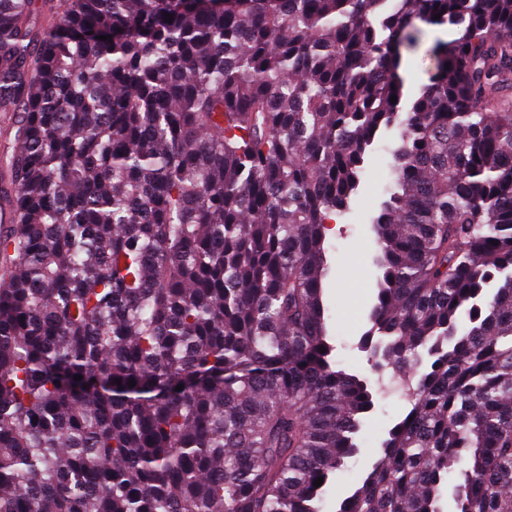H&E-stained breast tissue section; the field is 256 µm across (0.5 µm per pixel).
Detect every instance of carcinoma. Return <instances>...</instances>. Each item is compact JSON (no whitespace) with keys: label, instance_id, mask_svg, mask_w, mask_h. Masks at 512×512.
<instances>
[{"label":"carcinoma","instance_id":"cac0c4a2","mask_svg":"<svg viewBox=\"0 0 512 512\" xmlns=\"http://www.w3.org/2000/svg\"><path fill=\"white\" fill-rule=\"evenodd\" d=\"M0 112V512H321L376 397L326 230L387 133L363 341L409 410L336 512L456 470L512 512V0H0ZM418 32V40L414 44H405L402 49V67L400 74L404 79L405 90L412 94L429 82L434 72V60L431 49L437 39L448 40L449 35L444 27H431L418 23V29L411 30ZM407 71L409 77L403 72Z\"/></svg>","mask_w":512,"mask_h":512}]
</instances>
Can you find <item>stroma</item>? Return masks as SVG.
<instances>
[{"label": "stroma", "mask_w": 512, "mask_h": 512, "mask_svg": "<svg viewBox=\"0 0 512 512\" xmlns=\"http://www.w3.org/2000/svg\"><path fill=\"white\" fill-rule=\"evenodd\" d=\"M417 32V42L401 49L402 68L408 73L404 80L405 89L411 94L428 83L434 71L431 49L436 40L447 37L444 28L424 24L419 25ZM395 145V140L389 136L374 144L357 198L349 212L337 217V231L327 235V292L336 359L341 368L373 381H382L386 388L377 394L375 407L358 433V455L348 459L336 472L322 502V512H336L337 497L347 494L361 482L367 469L379 457L381 442L388 429L405 410L398 393L388 387L390 373H375L367 352L360 347V340L369 328L367 315L377 274L373 264L375 234L370 220L392 186L390 163Z\"/></svg>", "instance_id": "1"}]
</instances>
